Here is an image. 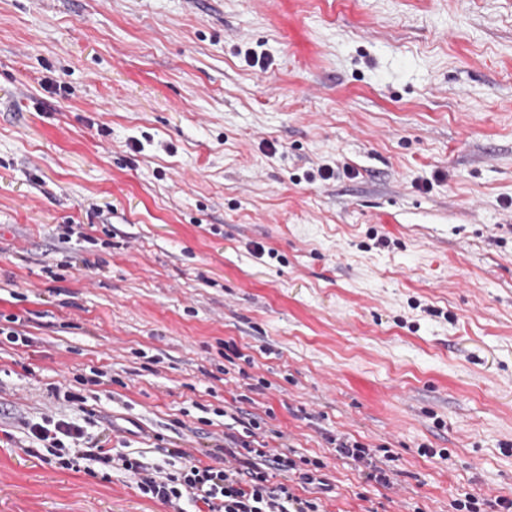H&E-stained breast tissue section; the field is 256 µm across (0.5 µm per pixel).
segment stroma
<instances>
[{
    "label": "stroma",
    "instance_id": "obj_1",
    "mask_svg": "<svg viewBox=\"0 0 512 512\" xmlns=\"http://www.w3.org/2000/svg\"><path fill=\"white\" fill-rule=\"evenodd\" d=\"M12 315L0 512H170L26 422L174 473L242 395L325 512L512 498V0H0ZM336 453L343 458H351L356 462H364L370 469L368 478L376 482L388 486L390 484V477L386 471L376 465L373 457H369L367 449L359 444L357 441L351 442L349 439H336Z\"/></svg>",
    "mask_w": 512,
    "mask_h": 512
}]
</instances>
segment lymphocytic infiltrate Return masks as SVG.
Returning a JSON list of instances; mask_svg holds the SVG:
<instances>
[{"instance_id":"1","label":"lymphocytic infiltrate","mask_w":512,"mask_h":512,"mask_svg":"<svg viewBox=\"0 0 512 512\" xmlns=\"http://www.w3.org/2000/svg\"><path fill=\"white\" fill-rule=\"evenodd\" d=\"M28 430L31 438L42 442L63 467L77 470L86 461L108 468L121 466L144 495L161 499L172 512H186L190 506L196 512H320L317 500L296 495L285 479L295 473L302 483H318L322 462L313 461L311 469L303 471L288 453L254 448L235 436L224 439L225 467L201 465L179 449L175 455L183 459L184 465L172 474L130 454L103 448L75 421L47 418L29 424ZM273 470L279 472L280 482H270Z\"/></svg>"}]
</instances>
